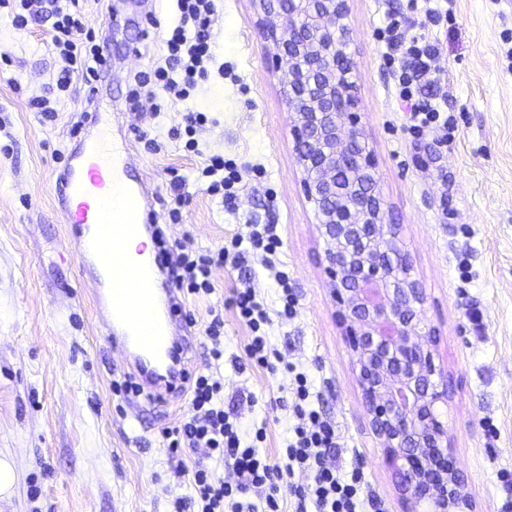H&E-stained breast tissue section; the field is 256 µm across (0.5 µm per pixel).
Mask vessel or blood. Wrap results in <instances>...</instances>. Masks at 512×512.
Here are the masks:
<instances>
[{"mask_svg":"<svg viewBox=\"0 0 512 512\" xmlns=\"http://www.w3.org/2000/svg\"><path fill=\"white\" fill-rule=\"evenodd\" d=\"M72 164L59 177V204L77 237L78 256L96 271L98 319L112 345L132 358V370L148 396L179 392L175 375L160 372L175 352L187 350L193 336L178 325L176 289L158 293L163 267L160 251L131 259L125 244L143 237L154 223L151 195L129 181L119 156L95 141H82Z\"/></svg>","mask_w":512,"mask_h":512,"instance_id":"b4317fda","label":"vessel or blood"}]
</instances>
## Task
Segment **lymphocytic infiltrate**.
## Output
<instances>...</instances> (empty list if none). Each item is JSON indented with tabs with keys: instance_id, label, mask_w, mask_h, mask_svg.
I'll list each match as a JSON object with an SVG mask.
<instances>
[{
	"instance_id": "1",
	"label": "lymphocytic infiltrate",
	"mask_w": 512,
	"mask_h": 512,
	"mask_svg": "<svg viewBox=\"0 0 512 512\" xmlns=\"http://www.w3.org/2000/svg\"><path fill=\"white\" fill-rule=\"evenodd\" d=\"M176 5L181 20L164 40V62L152 72L136 74V86L128 95L132 109H139L141 89L148 85L159 87L175 100H187L214 59V0H176ZM19 6L11 20L19 31L27 30L30 22L41 19L44 12L54 17L52 42L61 60L56 77L58 90H68L79 79L88 83L95 80L104 57L92 36L85 33L87 18L80 0H19ZM443 17L440 9H426L424 32L407 38L401 32V16L391 11L385 26L377 31L378 40L387 47L385 63L398 98L410 112L407 132L413 149L418 151L423 148L424 135H432L443 147L453 138L452 128L440 120L444 99L436 65L440 45L428 34ZM200 174L209 180L208 193L222 196L227 210H235L238 196L233 186L240 175L232 163L222 155H212ZM281 246L273 224L235 235L230 246L214 251L194 250L188 236L175 244L177 256L167 274L180 294H212L215 270L226 266L237 270L241 286L235 289L229 306L253 333L245 348L246 356L256 366L287 373L288 409L296 422L275 458L258 450L259 442L266 438L264 429H257L253 440L244 439L237 411L241 398L236 395L225 399L220 371L224 361V308L210 307V320L204 329L209 341L206 367L184 373L183 381L190 392L189 408L180 424L164 433L171 451L197 457L186 473L192 494L176 499L174 512H284L287 504L292 505V512H381L378 500L367 490L360 465L340 464L344 435L335 420L314 408L309 373L301 363L286 359L265 332L274 319L290 320L297 315L298 299L288 285V274L277 267ZM256 262L270 272L279 290L277 308H269L251 283ZM214 459L224 463L227 474H218L211 467Z\"/></svg>"
}]
</instances>
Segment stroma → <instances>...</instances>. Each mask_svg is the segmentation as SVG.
<instances>
[{"label": "stroma", "mask_w": 512, "mask_h": 512, "mask_svg": "<svg viewBox=\"0 0 512 512\" xmlns=\"http://www.w3.org/2000/svg\"><path fill=\"white\" fill-rule=\"evenodd\" d=\"M447 8L437 36L447 115L456 128L447 148L429 144L418 167L404 136V114L383 69L375 30L388 10L415 23L416 0H349L357 61V105L388 217L404 227L414 273L429 296L437 354L448 374L451 447L478 512H507L501 473L512 474V0H431ZM212 29L217 69L190 98L171 103L157 93L160 116L146 115L149 137L166 142L150 154L135 141L127 94L134 76L165 55L174 0H88L96 39L110 55L94 101L107 115L108 137L128 147L131 173L151 190L167 245L191 234L207 250L244 232L246 224L277 225L281 258L299 297L296 317L270 334L282 353L306 364L317 405L341 426L342 461L360 460L383 512L410 505L382 462L363 414L354 363L343 340L320 258L324 245L303 194L278 77L265 59L273 48L259 37L250 0H215ZM52 24L19 32L0 8V461L14 472L0 492V512H171L190 495L166 448L164 429L188 409L187 394L146 403L131 417L113 381L129 374L126 355L107 341L93 307L95 276L83 270L58 203L57 180L78 141L95 135L81 121L86 87L54 95L59 62ZM56 96L55 122H42L27 102ZM209 118L199 153L184 151L169 132L185 113ZM223 153L241 175L239 209L196 182L201 154ZM186 179L190 199L180 223L163 200L170 169ZM213 299L190 300L198 322L211 300L224 302V393L252 392L248 424L265 427L261 454L274 457L295 420L272 400L286 374L249 366L237 372L250 330L229 308L236 270L215 271Z\"/></svg>", "instance_id": "35a3bbf8"}]
</instances>
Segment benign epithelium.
<instances>
[{
	"label": "benign epithelium",
	"mask_w": 512,
	"mask_h": 512,
	"mask_svg": "<svg viewBox=\"0 0 512 512\" xmlns=\"http://www.w3.org/2000/svg\"><path fill=\"white\" fill-rule=\"evenodd\" d=\"M283 76L296 164L324 242V271L365 418L410 512H475L453 463L448 378L428 297L387 204L356 110L348 0H253Z\"/></svg>",
	"instance_id": "1"
}]
</instances>
